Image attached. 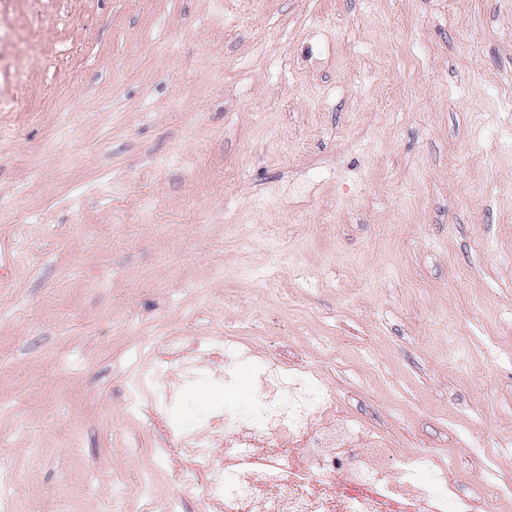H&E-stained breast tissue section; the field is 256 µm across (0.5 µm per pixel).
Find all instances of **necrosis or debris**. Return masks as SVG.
<instances>
[{
  "label": "necrosis or debris",
  "instance_id": "necrosis-or-debris-1",
  "mask_svg": "<svg viewBox=\"0 0 512 512\" xmlns=\"http://www.w3.org/2000/svg\"><path fill=\"white\" fill-rule=\"evenodd\" d=\"M251 357L250 349L196 336L168 337L155 350L138 388L158 436L155 454L176 474L182 496L150 512H389L394 501L402 512H499L500 499L512 497L504 486L474 503L452 490L441 468L421 482L418 451L405 457L397 482L383 480L393 454L385 439L361 432L306 371L272 360L258 369L250 411L172 422L192 388L230 382ZM259 447L261 467H227Z\"/></svg>",
  "mask_w": 512,
  "mask_h": 512
}]
</instances>
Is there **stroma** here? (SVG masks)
<instances>
[{"label": "stroma", "mask_w": 512, "mask_h": 512, "mask_svg": "<svg viewBox=\"0 0 512 512\" xmlns=\"http://www.w3.org/2000/svg\"><path fill=\"white\" fill-rule=\"evenodd\" d=\"M1 9L14 512L181 495L125 400L178 334L307 368L422 480L512 484V0Z\"/></svg>", "instance_id": "1"}]
</instances>
